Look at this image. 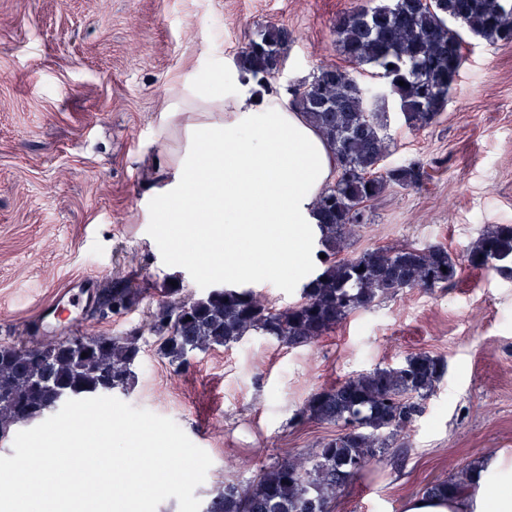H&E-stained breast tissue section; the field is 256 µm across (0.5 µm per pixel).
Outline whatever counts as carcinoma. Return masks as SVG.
Returning <instances> with one entry per match:
<instances>
[{"instance_id": "1", "label": "carcinoma", "mask_w": 512, "mask_h": 512, "mask_svg": "<svg viewBox=\"0 0 512 512\" xmlns=\"http://www.w3.org/2000/svg\"><path fill=\"white\" fill-rule=\"evenodd\" d=\"M333 32L349 62L374 69L384 85L380 98L393 97L405 123L421 129L448 105L466 38L512 44V0H367L336 17ZM288 42L287 29L264 28L240 51V72L267 87ZM369 98V90L338 66L319 67L293 89V105L336 157V180L315 202L323 270L301 289L296 303L277 308L247 288H213L183 298L181 288L170 285L146 331L135 327L121 336L75 333L1 344L0 444L17 426L44 418L69 399L129 392L149 336L162 357L185 370L195 353L230 347L251 334L288 348L315 344L385 296L453 284L464 264L511 279L512 224L484 227L459 257L440 245L408 244L342 256L367 223L365 203L390 186L415 187L422 178L416 162L384 164L387 119L370 108ZM143 294L126 280L114 281L97 294L95 310L120 316ZM446 371L443 358L419 351L397 365L377 366L310 393L296 417L334 424L336 436L306 453L262 465L247 486L224 484L202 512H329V504L384 459L424 412ZM471 470L467 465L427 484L422 495L460 493Z\"/></svg>"}]
</instances>
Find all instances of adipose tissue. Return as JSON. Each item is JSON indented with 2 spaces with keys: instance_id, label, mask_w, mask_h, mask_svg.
I'll return each instance as SVG.
<instances>
[{
  "instance_id": "obj_1",
  "label": "adipose tissue",
  "mask_w": 512,
  "mask_h": 512,
  "mask_svg": "<svg viewBox=\"0 0 512 512\" xmlns=\"http://www.w3.org/2000/svg\"><path fill=\"white\" fill-rule=\"evenodd\" d=\"M168 137L146 192L161 224L177 228L174 255L205 236L211 273L225 287L272 277L291 288L315 278L320 237L313 209L336 161L302 113L277 95L255 97L238 69L185 82L162 115ZM402 512H512V459L486 454L464 494L408 499Z\"/></svg>"
}]
</instances>
